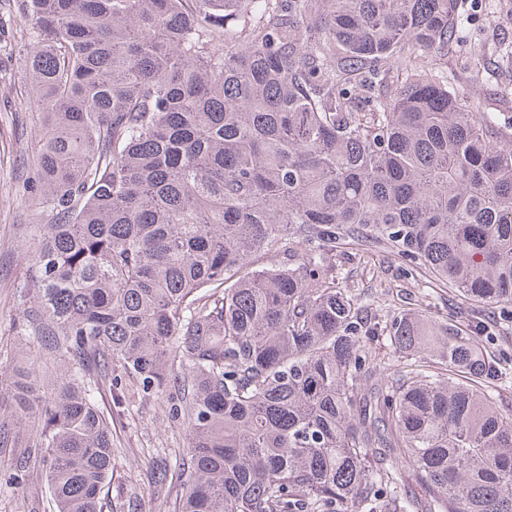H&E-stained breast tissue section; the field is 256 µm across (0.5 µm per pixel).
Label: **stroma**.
<instances>
[{
	"instance_id": "35a3bbf8",
	"label": "stroma",
	"mask_w": 512,
	"mask_h": 512,
	"mask_svg": "<svg viewBox=\"0 0 512 512\" xmlns=\"http://www.w3.org/2000/svg\"><path fill=\"white\" fill-rule=\"evenodd\" d=\"M19 0H0V363L25 362L37 349L15 336L19 318L17 285L26 267L25 235L30 225L50 223L49 213L30 212L26 183L35 170V146L40 129L32 125L27 108L25 58L32 48L22 38ZM466 21L455 50L448 55V79L466 90L482 110L512 117V0H461ZM480 53L485 74L480 82L469 77L470 57ZM355 243L336 250V275L373 314L394 309L422 313L425 319L454 320L474 331L479 347L504 359L512 358V324L500 318L496 305H474L432 278L411 271L389 245L369 246L357 259ZM98 403L112 412L114 472L102 498L112 504L135 501L136 512H173L176 481L158 482L153 475L173 469L175 450L187 447L181 421L168 414L165 396L133 397L129 406H112L109 396ZM28 445L27 432L18 442L0 449V512H53L41 470L27 469L16 488L5 484L8 468Z\"/></svg>"
}]
</instances>
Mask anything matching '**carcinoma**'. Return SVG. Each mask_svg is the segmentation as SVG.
<instances>
[{"label": "carcinoma", "instance_id": "1", "mask_svg": "<svg viewBox=\"0 0 512 512\" xmlns=\"http://www.w3.org/2000/svg\"><path fill=\"white\" fill-rule=\"evenodd\" d=\"M461 0H21L42 131L13 369L56 512H102L112 415L161 393L175 512H512V373L452 322L370 320L336 278L387 243L512 305V121L429 64ZM272 260L254 266L253 257ZM405 358L373 379L370 337ZM411 468L414 488L393 461Z\"/></svg>", "mask_w": 512, "mask_h": 512}]
</instances>
